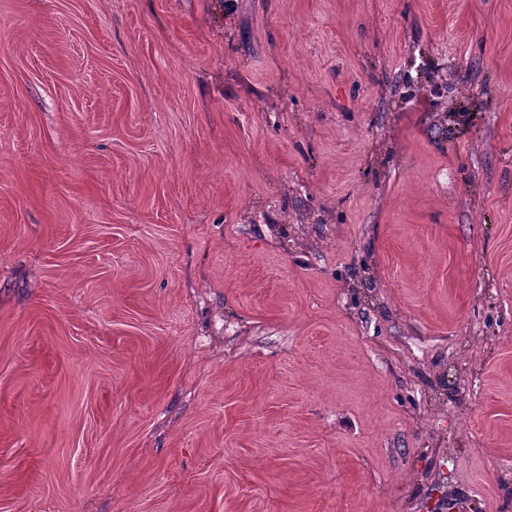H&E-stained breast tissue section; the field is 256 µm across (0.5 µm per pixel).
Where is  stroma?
Listing matches in <instances>:
<instances>
[{"label":"stroma","mask_w":512,"mask_h":512,"mask_svg":"<svg viewBox=\"0 0 512 512\" xmlns=\"http://www.w3.org/2000/svg\"><path fill=\"white\" fill-rule=\"evenodd\" d=\"M0 512H512V0H0Z\"/></svg>","instance_id":"stroma-1"}]
</instances>
